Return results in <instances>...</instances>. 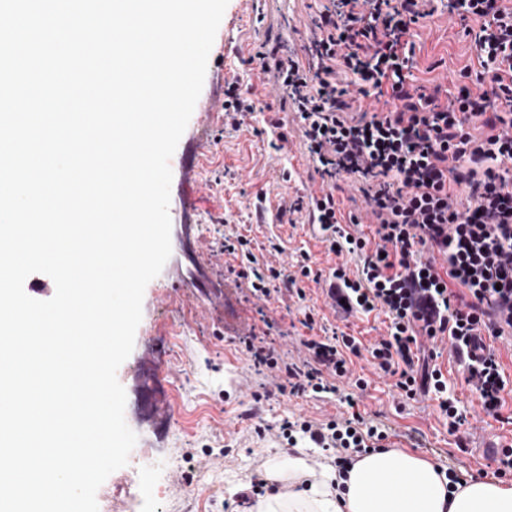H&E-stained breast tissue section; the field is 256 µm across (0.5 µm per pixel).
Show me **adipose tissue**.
Instances as JSON below:
<instances>
[{"label": "adipose tissue", "instance_id": "ef3b65f1", "mask_svg": "<svg viewBox=\"0 0 512 512\" xmlns=\"http://www.w3.org/2000/svg\"><path fill=\"white\" fill-rule=\"evenodd\" d=\"M254 512H512V486L477 479L451 486L441 464L400 449L361 456L347 478L328 473Z\"/></svg>", "mask_w": 512, "mask_h": 512}]
</instances>
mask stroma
<instances>
[{"instance_id":"stroma-1","label":"stroma","mask_w":512,"mask_h":512,"mask_svg":"<svg viewBox=\"0 0 512 512\" xmlns=\"http://www.w3.org/2000/svg\"><path fill=\"white\" fill-rule=\"evenodd\" d=\"M428 7L432 15L426 26L412 31L415 75L418 84L433 77L448 89L449 73L472 58L473 48L460 25L449 20L443 0H430ZM319 8V0H270L271 14L261 22L243 11L242 0L228 2L186 127L187 133L203 136L199 181L185 195L198 211L197 235L213 264H199L181 224H173L171 256L145 288L134 349L117 371L127 395L125 420L138 440L127 465L98 489L99 512H129L134 501L138 512H232L253 477L265 476L274 459L299 453L271 435L270 427L286 419L320 424L351 414L334 395L280 394L255 372L239 338L252 325L293 356L300 338L326 330L372 342L386 329L384 314L344 316L314 287L303 301L286 295L275 299L264 315L227 284L220 316L212 319L203 314L208 294L198 287L212 274H223L221 245L228 235L246 236L261 262L273 257L291 265L306 255L315 268L330 266L309 224L275 219L282 197L306 195L320 177L295 114L280 93L265 90L257 57L282 39L302 51ZM228 80L256 106L237 130L225 127L222 114ZM276 121L287 138L280 150L269 129ZM275 244L282 249L276 256L270 253ZM307 313L314 319L309 328L301 324ZM432 353L464 417L459 431L449 430L435 401H402L394 378L377 374L368 355L353 365L354 376L368 381L357 409L386 424L389 447L436 458L466 479L493 475L498 468L494 445L512 440V398L499 416L485 415L447 344L434 345Z\"/></svg>"}]
</instances>
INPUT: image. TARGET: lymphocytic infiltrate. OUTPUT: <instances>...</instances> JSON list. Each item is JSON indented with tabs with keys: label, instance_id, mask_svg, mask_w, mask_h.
Returning <instances> with one entry per match:
<instances>
[{
	"label": "lymphocytic infiltrate",
	"instance_id": "1",
	"mask_svg": "<svg viewBox=\"0 0 512 512\" xmlns=\"http://www.w3.org/2000/svg\"><path fill=\"white\" fill-rule=\"evenodd\" d=\"M446 8L476 51L475 63L452 73L457 92L447 100L412 84L410 31L428 17L422 0H326L304 54L280 44L260 52L261 71L289 99L321 178L317 196L281 201L279 213L307 211L336 261L325 276L304 261L289 271L258 262L240 235L225 239L224 252L246 259L226 268L243 298L302 300L314 283L344 315L380 311L389 320L370 346L353 336L311 337L292 361L248 333L255 370L280 392L333 395L348 378L352 391L339 394L354 404L367 382L352 364L366 351L402 398L434 393L455 429L462 417L444 374L413 348L422 337L448 340L481 408L501 409L506 381L488 340L512 333V0H447ZM346 179L369 201L370 234L336 221V183ZM296 429L342 475L387 437L358 413L280 427L286 437Z\"/></svg>",
	"mask_w": 512,
	"mask_h": 512
}]
</instances>
